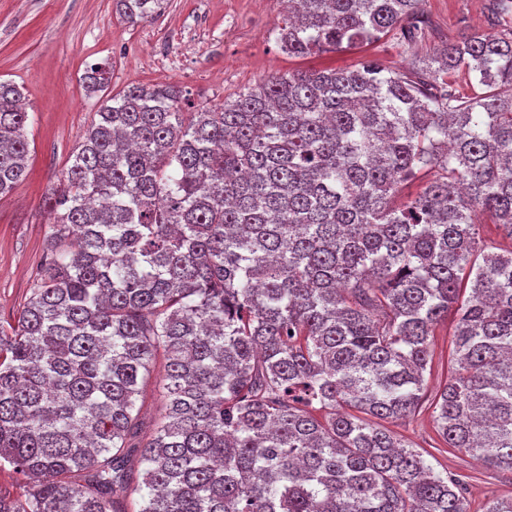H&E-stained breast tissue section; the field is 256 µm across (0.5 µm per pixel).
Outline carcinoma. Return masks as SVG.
I'll return each instance as SVG.
<instances>
[{
    "label": "carcinoma",
    "mask_w": 512,
    "mask_h": 512,
    "mask_svg": "<svg viewBox=\"0 0 512 512\" xmlns=\"http://www.w3.org/2000/svg\"><path fill=\"white\" fill-rule=\"evenodd\" d=\"M115 2L132 23L162 5ZM422 2L288 0L277 41L408 48ZM489 4L499 30L407 70L273 75L214 107L170 83L101 102L45 196L41 275L0 322V468L31 484L0 512L132 494L137 512H470L462 477L372 423L416 411L448 322L436 429L512 471V0ZM83 80L104 92L109 70ZM24 101L0 82V197L28 174ZM158 364L165 413L141 445Z\"/></svg>",
    "instance_id": "cac0c4a2"
}]
</instances>
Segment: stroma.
Masks as SVG:
<instances>
[{"label":"stroma","instance_id":"stroma-1","mask_svg":"<svg viewBox=\"0 0 512 512\" xmlns=\"http://www.w3.org/2000/svg\"><path fill=\"white\" fill-rule=\"evenodd\" d=\"M422 9L429 30L407 50L381 42L296 58L276 42L288 0H164L160 16L137 23L120 18L114 0H0V80L26 90L31 150L27 178L0 199V319L16 314L39 277L51 232L43 197L95 118L98 99L82 80L87 67L107 64L112 93L175 83L210 107L275 73L352 67L371 56L407 68L461 31L492 29L486 0H424ZM452 348L450 328L437 329L422 402L391 428L435 472L465 476L472 512H482L490 498L512 496V472L447 447L436 431L434 399L448 382Z\"/></svg>","mask_w":512,"mask_h":512}]
</instances>
